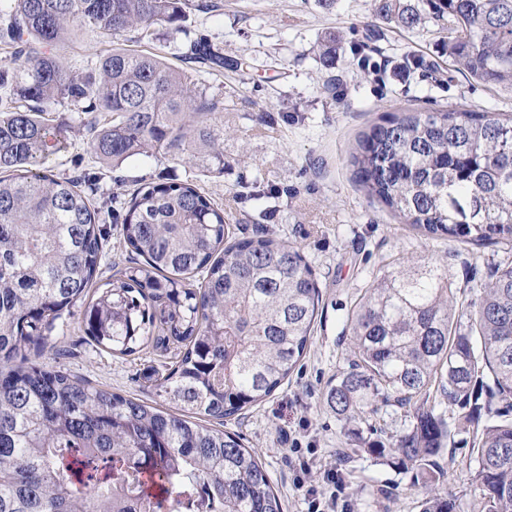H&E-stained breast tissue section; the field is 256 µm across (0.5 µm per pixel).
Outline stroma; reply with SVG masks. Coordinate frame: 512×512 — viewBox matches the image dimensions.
<instances>
[{
    "label": "stroma",
    "instance_id": "1",
    "mask_svg": "<svg viewBox=\"0 0 512 512\" xmlns=\"http://www.w3.org/2000/svg\"><path fill=\"white\" fill-rule=\"evenodd\" d=\"M206 12L187 10L183 21L128 40V49L163 56L184 67L191 44L206 39L229 68L216 75L189 70L190 80L227 105L213 124L226 128L223 173H203L186 155H137L119 167L104 165L90 147L88 126L106 123L104 112L60 107L66 150L45 168L57 177L88 181L109 235L95 287L127 265L131 252L121 235L130 194L143 183L193 182L221 205L239 237L268 233L300 247L313 270L321 303L311 343L296 368L265 401L227 418L223 429L255 449L284 512H312L314 494L330 493L323 481L338 472L347 512H421L423 487L393 457L379 458L349 445L345 426L325 405L329 379L346 368L349 315L374 277L395 258H433L445 264L458 308L470 309L496 267L512 264V245L476 247L453 238L421 236L356 182L351 154L358 137L389 115L463 106L492 116L512 115V88L492 87L461 73L450 61L440 21L426 16L414 29L377 25L374 0H212ZM336 36V63L323 66L319 48ZM112 47L110 36L73 28L64 48L69 69L94 70ZM84 302L64 314L52 332L54 348L41 360L62 365L93 386L162 405L152 375L170 368L172 353L144 347L131 356L100 350L84 333ZM436 413L456 424L434 459L440 492L454 512H484L472 475L477 460L473 431L462 428L464 408L434 400ZM312 465L301 474L292 449Z\"/></svg>",
    "mask_w": 512,
    "mask_h": 512
}]
</instances>
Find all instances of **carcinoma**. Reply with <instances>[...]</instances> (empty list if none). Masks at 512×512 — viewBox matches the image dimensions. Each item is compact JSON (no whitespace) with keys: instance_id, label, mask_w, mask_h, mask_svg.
Here are the masks:
<instances>
[{"instance_id":"carcinoma-1","label":"carcinoma","mask_w":512,"mask_h":512,"mask_svg":"<svg viewBox=\"0 0 512 512\" xmlns=\"http://www.w3.org/2000/svg\"><path fill=\"white\" fill-rule=\"evenodd\" d=\"M375 14L420 26L423 0H374ZM181 0H9L0 37L19 46L0 59V512H284L256 452L195 420L224 424L282 385L305 354L320 290L300 248L269 235L235 236L225 211L188 182L143 184L122 234L142 266H113L84 310L85 332L124 356L172 341L175 362L156 379L161 410L91 385L31 353L52 344L56 320L86 296L107 229L77 182L29 167L66 148L52 106L90 103L111 120L90 124V145L117 167L141 154L179 150L224 170V128L207 123L219 101L160 57L114 48L98 72L74 75L58 48L69 26L114 40L147 36L184 16ZM448 58L491 86H512V0H438ZM193 58L213 70L209 42ZM367 194L430 239L483 246L512 241V117L466 109L402 111L357 142ZM203 277L197 288L190 278ZM347 370L324 399L346 424L395 406L409 425L393 444L417 469L449 436L427 406L432 387L448 403L492 414L512 398V265L482 287L477 308L457 309L445 265L395 263L349 317ZM159 335H154V332ZM490 379L486 400L475 390ZM476 485L485 512H512V419L476 436ZM422 512H453L429 489Z\"/></svg>"}]
</instances>
